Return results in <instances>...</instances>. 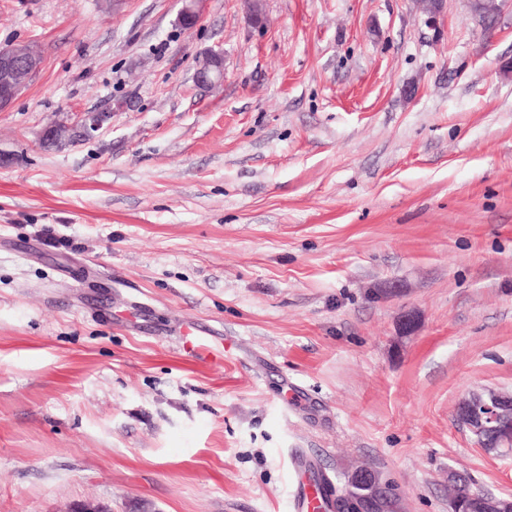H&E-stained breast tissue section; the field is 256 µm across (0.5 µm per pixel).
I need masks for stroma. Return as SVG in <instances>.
I'll use <instances>...</instances> for the list:
<instances>
[{
	"mask_svg": "<svg viewBox=\"0 0 512 512\" xmlns=\"http://www.w3.org/2000/svg\"><path fill=\"white\" fill-rule=\"evenodd\" d=\"M260 2L0 0L43 50L0 111V512H291L295 448L403 512L452 468L512 497L455 420L512 393V7ZM197 321L223 365L174 347ZM224 79V57L221 52L209 50L205 52L195 73L196 83L205 89H210ZM112 116L110 112H81L72 124L55 122L50 124L42 134L43 143L57 146L76 139H90L100 131Z\"/></svg>",
	"mask_w": 512,
	"mask_h": 512,
	"instance_id": "stroma-1",
	"label": "stroma"
}]
</instances>
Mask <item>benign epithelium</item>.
Listing matches in <instances>:
<instances>
[{"label": "benign epithelium", "mask_w": 512, "mask_h": 512, "mask_svg": "<svg viewBox=\"0 0 512 512\" xmlns=\"http://www.w3.org/2000/svg\"><path fill=\"white\" fill-rule=\"evenodd\" d=\"M183 6L179 22L191 28L198 22L202 0H181ZM42 49L34 47H0V111L11 106L39 71ZM224 79V57L221 52H205L195 73L196 83L210 89ZM112 116L110 112H82L71 124L55 122L42 134L43 143L57 146L76 139H90L100 131ZM512 408V395L486 391L473 393L464 398L456 408L457 422L467 429L483 448H497L512 443V422H508V410ZM349 485H370L380 492L388 491V482L372 471L363 469L352 472ZM359 500L349 495H338L332 501V512H359Z\"/></svg>", "instance_id": "1"}]
</instances>
